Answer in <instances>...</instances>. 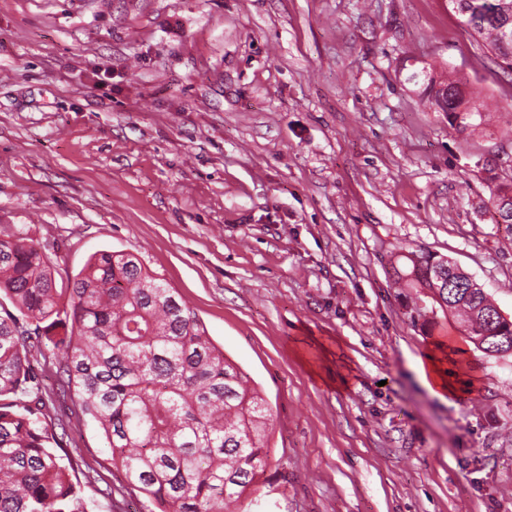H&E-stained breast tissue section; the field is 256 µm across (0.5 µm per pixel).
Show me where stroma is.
<instances>
[{
  "instance_id": "obj_1",
  "label": "stroma",
  "mask_w": 512,
  "mask_h": 512,
  "mask_svg": "<svg viewBox=\"0 0 512 512\" xmlns=\"http://www.w3.org/2000/svg\"><path fill=\"white\" fill-rule=\"evenodd\" d=\"M487 99L463 132L430 65ZM512 74L448 0H0V237L57 283L101 250L174 288L267 400L265 475L224 512H512V355L417 364L396 255L451 259L512 318ZM30 363L89 512H150L96 424ZM512 178L510 180L500 178L497 174L492 175L490 185V201L493 208L499 211L500 214L506 219L505 228L507 232L512 235ZM418 371L426 386L436 395L443 396L451 389L448 379L442 369L439 367V360L436 355H432L426 364L419 363Z\"/></svg>"
}]
</instances>
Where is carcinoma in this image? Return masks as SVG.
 Returning a JSON list of instances; mask_svg holds the SVG:
<instances>
[{
    "mask_svg": "<svg viewBox=\"0 0 512 512\" xmlns=\"http://www.w3.org/2000/svg\"><path fill=\"white\" fill-rule=\"evenodd\" d=\"M469 35L512 72V0H448ZM461 78L429 76L425 103ZM485 111L471 93L448 94L460 129ZM490 201L512 235V180L490 177ZM397 280L439 294L468 342L512 354V320L500 317L469 274L443 256L406 255ZM33 325L29 329L24 323ZM52 351L63 392L92 417L112 468L157 512H224L268 467L267 403L207 336L177 292L131 253L99 251L57 286L33 240L0 238V512H88L72 460L56 454L28 358L32 339Z\"/></svg>",
    "mask_w": 512,
    "mask_h": 512,
    "instance_id": "1",
    "label": "carcinoma"
}]
</instances>
